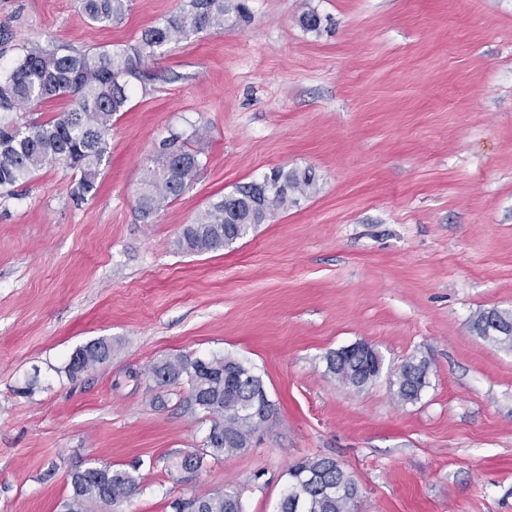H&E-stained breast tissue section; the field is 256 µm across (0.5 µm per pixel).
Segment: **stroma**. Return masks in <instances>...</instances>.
<instances>
[{"label":"stroma","instance_id":"35a3bbf8","mask_svg":"<svg viewBox=\"0 0 512 512\" xmlns=\"http://www.w3.org/2000/svg\"><path fill=\"white\" fill-rule=\"evenodd\" d=\"M180 3L131 0L103 27L79 0H0V66L23 45L135 44ZM248 5L147 62L94 196L74 201L58 162L0 196V512H59L70 471L135 462L141 492L110 512L227 487L275 512L314 456L352 475L360 512H512V350L472 328L512 312V0ZM310 10L320 31L299 22ZM174 133L203 166L142 220L137 189ZM277 167L312 170L314 190L229 248L177 250L183 225ZM98 338L111 362L60 374ZM358 341L383 357L363 388L325 363ZM176 354L244 362L276 405L259 443L192 483L167 460L209 423L179 408L187 385L147 376ZM413 355L429 384L402 404Z\"/></svg>","mask_w":512,"mask_h":512}]
</instances>
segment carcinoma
<instances>
[{
	"label": "carcinoma",
	"instance_id": "cac0c4a2",
	"mask_svg": "<svg viewBox=\"0 0 512 512\" xmlns=\"http://www.w3.org/2000/svg\"><path fill=\"white\" fill-rule=\"evenodd\" d=\"M129 0H82V11L93 23L107 26L119 21ZM248 16L242 0H183L179 11L144 29L135 44L92 54H59L54 49L30 47L18 54L5 77L0 78V190L7 192L27 181L41 167L62 162L77 172L71 196L85 200L97 190V179L109 153L112 118L125 111L132 93L148 92L150 75L145 62L155 58L172 41L190 39L224 27V14ZM69 99V108L46 121H22L21 111L33 104ZM174 153L167 167H157L137 193V209L148 220L177 200L196 179L200 152L187 147L179 134L167 139ZM276 184L266 194L256 181L239 184L234 194L241 210L230 222L227 197L210 203L191 224L182 227L177 247L190 254L214 252L235 244L248 232L269 221L276 211L294 204L295 195L314 187V174L305 170H273ZM473 329L483 339L512 349V314L496 309L479 313ZM112 359V342L89 341L70 355L64 372L73 378L80 369ZM359 359L326 356V372L344 384L357 380ZM396 397L414 403L428 384L424 371L411 364L396 368ZM149 377L159 388L187 383L189 394L180 406L193 415L210 419L215 432L205 436L203 447L186 452L173 463L177 470H204L210 459L235 456L244 450L248 435L259 428L255 420V395L262 378L243 362L220 356L191 358L174 355L154 364ZM287 489L277 512H291L294 499H303L302 512H358L355 481L334 459L310 457L292 465ZM141 491L138 468L86 467L70 473V494L62 512H91L131 501ZM171 512H244L240 493L229 488L192 502H170Z\"/></svg>",
	"mask_w": 512,
	"mask_h": 512
}]
</instances>
